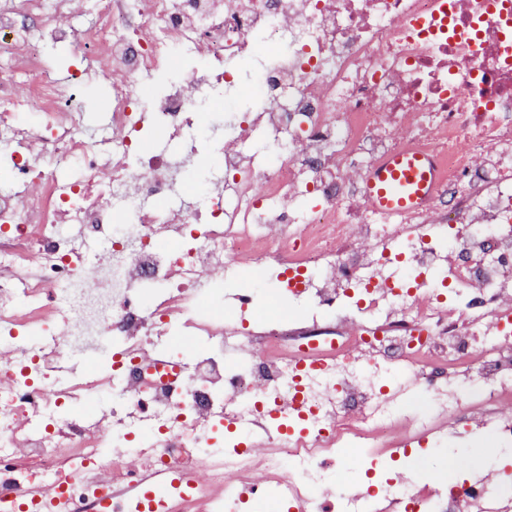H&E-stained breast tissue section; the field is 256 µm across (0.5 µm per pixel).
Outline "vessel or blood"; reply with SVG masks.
<instances>
[{"mask_svg":"<svg viewBox=\"0 0 512 512\" xmlns=\"http://www.w3.org/2000/svg\"><path fill=\"white\" fill-rule=\"evenodd\" d=\"M437 187V167L433 157L418 152L389 155L363 177V189L370 206L388 217H397L423 208ZM107 358L98 345L79 351L72 360L73 371L93 373L106 366ZM186 477L178 468L161 464L131 488L132 494L148 501L151 512H166L171 490L180 488Z\"/></svg>","mask_w":512,"mask_h":512,"instance_id":"1","label":"vessel or blood"}]
</instances>
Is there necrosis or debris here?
I'll list each match as a JSON object with an SVG mask.
<instances>
[{"label":"necrosis or debris","mask_w":512,"mask_h":512,"mask_svg":"<svg viewBox=\"0 0 512 512\" xmlns=\"http://www.w3.org/2000/svg\"><path fill=\"white\" fill-rule=\"evenodd\" d=\"M131 1L99 0L77 28L79 0H0L14 184L0 192V485L86 512L167 462L191 479L177 512H239L251 487L313 512H512L492 474L437 489L329 479L346 448L375 464L461 428L512 442V0ZM66 40L93 61L78 82L111 88L93 138L47 74L43 43ZM245 58L256 105L216 143L203 207L172 205L197 147L143 156L138 127L183 137ZM160 70L176 80L144 86ZM34 110L43 129L23 120ZM404 150L434 156L439 183L391 220L361 180ZM69 166L78 176L59 178ZM272 261L310 317L216 333L208 278ZM35 322L38 345L23 335ZM85 330L111 339L110 371L69 372ZM173 332L187 347L167 348ZM298 391L289 436L265 402ZM102 392L111 404L78 410ZM422 395L431 410L406 415Z\"/></svg>","instance_id":"necrosis-or-debris-1"}]
</instances>
